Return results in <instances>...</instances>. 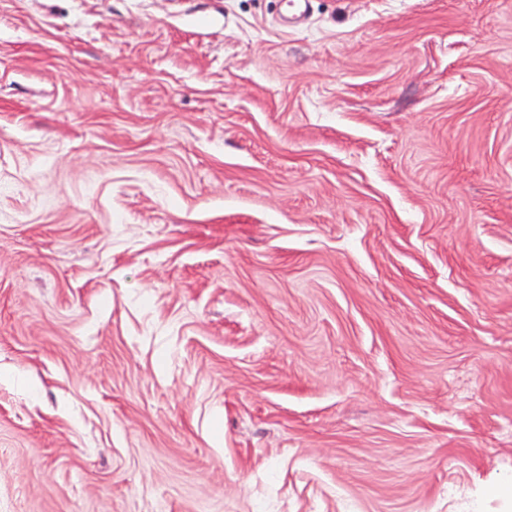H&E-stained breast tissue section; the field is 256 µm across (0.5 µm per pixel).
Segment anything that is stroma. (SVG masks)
Here are the masks:
<instances>
[{"instance_id": "stroma-1", "label": "stroma", "mask_w": 512, "mask_h": 512, "mask_svg": "<svg viewBox=\"0 0 512 512\" xmlns=\"http://www.w3.org/2000/svg\"><path fill=\"white\" fill-rule=\"evenodd\" d=\"M0 512H512V0H0Z\"/></svg>"}]
</instances>
